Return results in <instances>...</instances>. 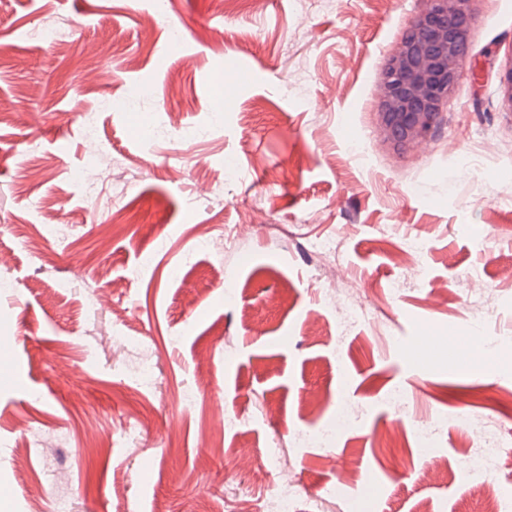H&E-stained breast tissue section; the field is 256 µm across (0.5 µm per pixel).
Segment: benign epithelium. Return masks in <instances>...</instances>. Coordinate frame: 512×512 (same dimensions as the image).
Here are the masks:
<instances>
[{"label": "benign epithelium", "mask_w": 512, "mask_h": 512, "mask_svg": "<svg viewBox=\"0 0 512 512\" xmlns=\"http://www.w3.org/2000/svg\"><path fill=\"white\" fill-rule=\"evenodd\" d=\"M472 0H429L411 19L380 75L378 129L395 149L432 135L464 69ZM499 105L512 112V66L499 77Z\"/></svg>", "instance_id": "obj_1"}]
</instances>
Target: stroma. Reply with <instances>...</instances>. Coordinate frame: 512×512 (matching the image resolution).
I'll use <instances>...</instances> for the list:
<instances>
[{
    "mask_svg": "<svg viewBox=\"0 0 512 512\" xmlns=\"http://www.w3.org/2000/svg\"><path fill=\"white\" fill-rule=\"evenodd\" d=\"M169 2L163 24L152 0H0V380L27 382L0 390V512H53L61 495L73 512H246L276 490V446L316 512H483L459 468L485 439L512 441L495 410L512 395V114L498 98L512 0H474L453 103L403 151L376 128L379 77L427 0ZM43 24L59 39H24ZM98 166L129 204L118 234L111 205L83 196ZM37 200L76 236L72 255ZM203 231L236 246L199 249ZM326 237L338 262L312 248ZM414 237L412 271L396 260ZM334 287L378 322L340 323ZM105 330L125 339L123 369ZM478 332L498 341L497 370L448 343ZM144 359L150 391L122 375ZM395 387L407 408L389 404ZM339 400L354 427L299 446L295 429ZM460 409L467 426L442 425ZM414 417L436 421L431 453L383 438Z\"/></svg>",
    "mask_w": 512,
    "mask_h": 512,
    "instance_id": "stroma-1",
    "label": "stroma"
}]
</instances>
